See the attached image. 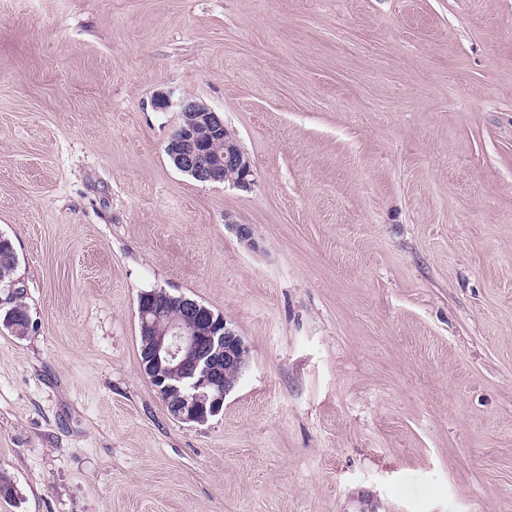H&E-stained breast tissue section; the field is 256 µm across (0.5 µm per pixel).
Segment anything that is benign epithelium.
<instances>
[{"mask_svg":"<svg viewBox=\"0 0 512 512\" xmlns=\"http://www.w3.org/2000/svg\"><path fill=\"white\" fill-rule=\"evenodd\" d=\"M182 113L187 124L176 129L167 146L173 163L202 183H223L224 173L233 171L238 177L232 184L248 188L252 165L234 138L224 135L222 154L200 140L198 128L217 134L224 121L194 101L184 103ZM174 302L180 307L176 315L170 313ZM138 319L141 334H154L140 366L169 415L180 423L204 424L220 414L248 353L224 317L183 295L176 301L167 293L158 298L156 292L144 291L138 298Z\"/></svg>","mask_w":512,"mask_h":512,"instance_id":"benign-epithelium-1","label":"benign epithelium"}]
</instances>
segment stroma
Returning a JSON list of instances; mask_svg holds the SVG:
<instances>
[{
    "instance_id": "35a3bbf8",
    "label": "stroma",
    "mask_w": 512,
    "mask_h": 512,
    "mask_svg": "<svg viewBox=\"0 0 512 512\" xmlns=\"http://www.w3.org/2000/svg\"><path fill=\"white\" fill-rule=\"evenodd\" d=\"M187 98L250 189L173 165ZM0 235V512H512V0H0ZM160 288L249 350L203 425ZM158 290L141 292L138 298L140 351L150 345V337L142 335L156 334L140 366L174 420L204 424L223 410L248 348L224 317H216L205 304L181 295L180 311L173 315L175 298L168 293L156 298ZM21 294L22 293L19 290H15L9 297V300L11 301V307L6 311L4 316L10 314L11 320L3 324L5 326H3L4 328L10 330V327L13 325V322H15V325L17 327L14 328L12 331L17 334L25 333V328H27V326L29 325L28 309L25 303L21 300ZM12 331L11 333H13Z\"/></svg>"
}]
</instances>
